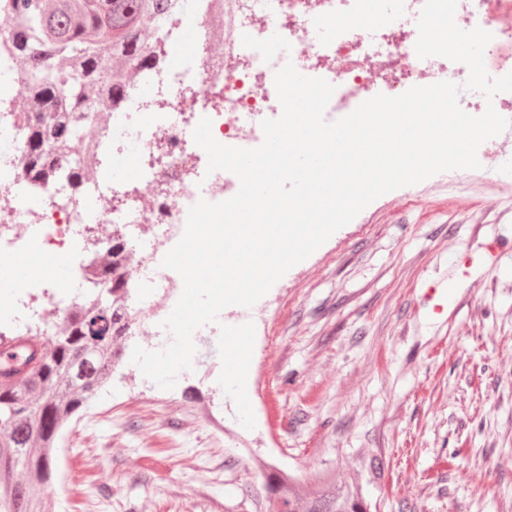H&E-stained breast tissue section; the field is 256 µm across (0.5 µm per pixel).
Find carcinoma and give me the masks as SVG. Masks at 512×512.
I'll return each instance as SVG.
<instances>
[{
	"instance_id": "cac0c4a2",
	"label": "carcinoma",
	"mask_w": 512,
	"mask_h": 512,
	"mask_svg": "<svg viewBox=\"0 0 512 512\" xmlns=\"http://www.w3.org/2000/svg\"><path fill=\"white\" fill-rule=\"evenodd\" d=\"M168 0H0V18L14 29L12 47L29 59L24 78L27 107L35 116V156L65 151L95 129L83 117L112 108L126 70L156 58L157 24ZM112 76L100 77L102 57ZM119 316L92 305L51 337L55 349H39L38 336L0 350V378H7L41 354L49 376H35L21 390L6 393L15 404L10 425L0 430V512H53L47 495L53 484L52 450L65 423L112 375L108 340ZM265 497L288 512H370L361 489L337 484L318 472L307 490L290 475L269 473Z\"/></svg>"
}]
</instances>
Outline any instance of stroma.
Listing matches in <instances>:
<instances>
[{
    "instance_id": "35a3bbf8",
    "label": "stroma",
    "mask_w": 512,
    "mask_h": 512,
    "mask_svg": "<svg viewBox=\"0 0 512 512\" xmlns=\"http://www.w3.org/2000/svg\"><path fill=\"white\" fill-rule=\"evenodd\" d=\"M484 179L435 175L384 194L256 303L249 448L213 443L236 405L196 340L191 393L119 366L64 429L54 512H273L271 465L358 482L377 512H499L512 500V149ZM460 279L433 313L428 288Z\"/></svg>"
}]
</instances>
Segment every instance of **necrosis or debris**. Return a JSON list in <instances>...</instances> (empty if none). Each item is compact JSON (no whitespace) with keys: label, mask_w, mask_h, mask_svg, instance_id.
Here are the masks:
<instances>
[{"label":"necrosis or debris","mask_w":512,"mask_h":512,"mask_svg":"<svg viewBox=\"0 0 512 512\" xmlns=\"http://www.w3.org/2000/svg\"><path fill=\"white\" fill-rule=\"evenodd\" d=\"M392 3L193 0L187 26L184 0H170L162 38L167 52L183 53V63L159 60L140 69L110 111L95 113L99 138L73 143L57 162L70 170L67 178L34 161L32 129L19 113H0L8 140L0 151V252L22 255L26 267L0 278V335H56L106 282L113 286L110 308L123 314L116 335H153L180 293V280L162 260L182 237L190 207L230 199L240 187L232 173L208 172L193 130L207 117L218 142L260 146L262 121L281 114L275 74L285 63L334 85L329 121L378 94L398 96L440 81L463 85L465 64L415 51L418 31L408 20L418 17L424 0H402L398 13ZM366 12L375 16L376 32L361 23ZM331 17L334 35L318 38ZM455 22L491 33L486 52L492 58L512 47V0H458ZM115 162L138 174L130 185L135 198L121 203L116 197L129 186L113 180ZM34 240L39 248H31ZM51 265L77 268L82 290L46 282L41 271Z\"/></svg>","instance_id":"necrosis-or-debris-1"}]
</instances>
